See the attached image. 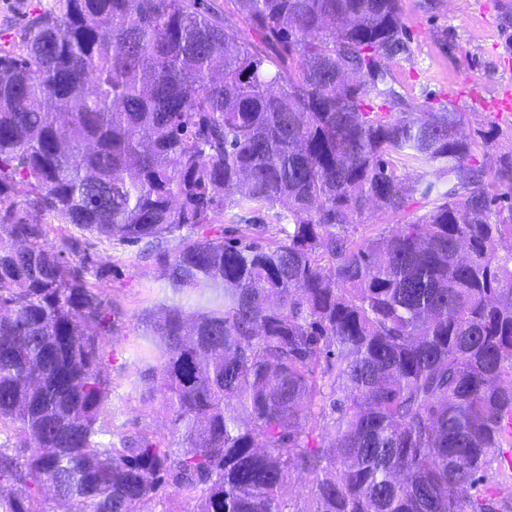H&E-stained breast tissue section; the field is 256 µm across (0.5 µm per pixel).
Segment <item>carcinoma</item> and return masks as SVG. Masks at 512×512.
Returning <instances> with one entry per match:
<instances>
[{
	"mask_svg": "<svg viewBox=\"0 0 512 512\" xmlns=\"http://www.w3.org/2000/svg\"><path fill=\"white\" fill-rule=\"evenodd\" d=\"M399 0H64L0 51V512H137L168 481L196 512H499L512 409V155L487 169L443 107L423 121L388 62ZM257 34L246 37L243 28ZM380 100L374 105L373 100ZM436 163L442 182L399 171ZM26 198L18 199V186ZM425 214L358 238L373 207ZM287 209L288 215L277 210ZM157 242L171 288L151 351L182 446L107 453L111 317L77 243ZM288 226L269 237L263 218ZM229 223L227 236L183 229ZM332 429L334 443L321 438ZM309 476L290 510L293 473Z\"/></svg>",
	"mask_w": 512,
	"mask_h": 512,
	"instance_id": "1",
	"label": "carcinoma"
}]
</instances>
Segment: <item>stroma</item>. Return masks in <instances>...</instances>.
<instances>
[{"mask_svg":"<svg viewBox=\"0 0 512 512\" xmlns=\"http://www.w3.org/2000/svg\"><path fill=\"white\" fill-rule=\"evenodd\" d=\"M59 3L0 0V48L20 47L25 21L57 9ZM399 6L409 51L391 61L390 69L404 99L403 112L417 120L428 110L451 104L461 115L466 136L489 139L477 162L495 166L501 155L512 154V124L496 120L482 103L512 89V0H399ZM78 241L92 255L112 315L101 361L110 382L103 414L109 430L101 441L108 446L136 432L177 447L159 372L146 357L156 339L160 308L173 297L165 269L146 257L140 245L88 235Z\"/></svg>","mask_w":512,"mask_h":512,"instance_id":"obj_1","label":"stroma"}]
</instances>
